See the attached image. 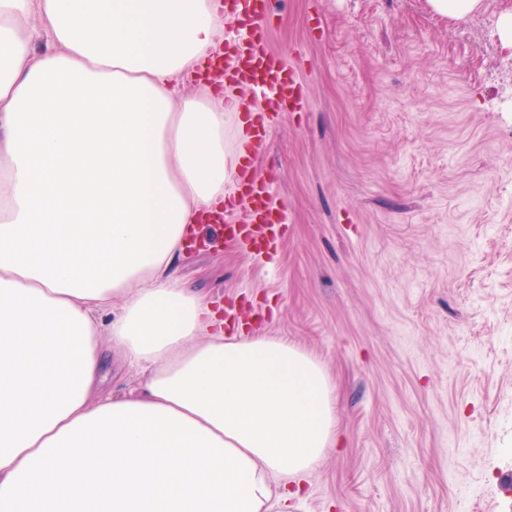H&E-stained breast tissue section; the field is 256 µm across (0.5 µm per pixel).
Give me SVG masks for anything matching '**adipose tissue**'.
<instances>
[{
	"instance_id": "ef3b65f1",
	"label": "adipose tissue",
	"mask_w": 512,
	"mask_h": 512,
	"mask_svg": "<svg viewBox=\"0 0 512 512\" xmlns=\"http://www.w3.org/2000/svg\"><path fill=\"white\" fill-rule=\"evenodd\" d=\"M223 43L220 0H0V512H294L336 444L322 365L174 275L245 162L184 90Z\"/></svg>"
}]
</instances>
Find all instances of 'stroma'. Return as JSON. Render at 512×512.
<instances>
[{
	"mask_svg": "<svg viewBox=\"0 0 512 512\" xmlns=\"http://www.w3.org/2000/svg\"><path fill=\"white\" fill-rule=\"evenodd\" d=\"M275 8L306 100L253 164L288 234L176 274L332 378L341 445L298 512H512V0ZM480 0H428L431 9L444 17H461L475 11Z\"/></svg>",
	"mask_w": 512,
	"mask_h": 512,
	"instance_id": "1",
	"label": "stroma"
}]
</instances>
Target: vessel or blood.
<instances>
[{
  "mask_svg": "<svg viewBox=\"0 0 512 512\" xmlns=\"http://www.w3.org/2000/svg\"><path fill=\"white\" fill-rule=\"evenodd\" d=\"M249 24L235 29L231 39L236 48L239 85L249 87L260 98L278 106L283 112H297L303 107L304 85L296 68L269 46L267 25L272 15L273 0H243ZM238 180L248 189L243 210L248 223L227 218L224 224L229 241L241 245H261L282 238L288 222L284 207L274 197V184L252 168L242 167Z\"/></svg>",
  "mask_w": 512,
  "mask_h": 512,
  "instance_id": "1",
  "label": "vessel or blood"
}]
</instances>
